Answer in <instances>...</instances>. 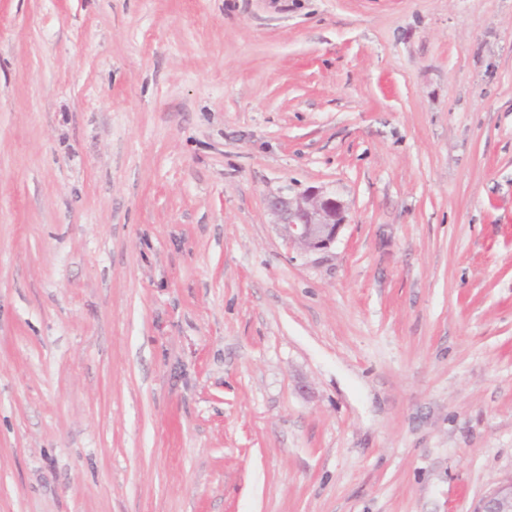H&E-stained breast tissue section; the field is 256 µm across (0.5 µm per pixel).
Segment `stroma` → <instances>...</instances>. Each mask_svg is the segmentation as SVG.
<instances>
[{
  "instance_id": "1",
  "label": "stroma",
  "mask_w": 512,
  "mask_h": 512,
  "mask_svg": "<svg viewBox=\"0 0 512 512\" xmlns=\"http://www.w3.org/2000/svg\"><path fill=\"white\" fill-rule=\"evenodd\" d=\"M511 481L512 0H0V512ZM269 208L282 236L304 252L330 248L345 223L342 202L322 188L307 190L294 200L278 195Z\"/></svg>"
}]
</instances>
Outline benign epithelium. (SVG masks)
<instances>
[{
    "mask_svg": "<svg viewBox=\"0 0 512 512\" xmlns=\"http://www.w3.org/2000/svg\"><path fill=\"white\" fill-rule=\"evenodd\" d=\"M269 208L282 236L305 252L330 248L345 223L342 202L321 188L294 200L278 195L269 201ZM477 512H512V482L485 496Z\"/></svg>",
    "mask_w": 512,
    "mask_h": 512,
    "instance_id": "7a95c632",
    "label": "benign epithelium"
}]
</instances>
